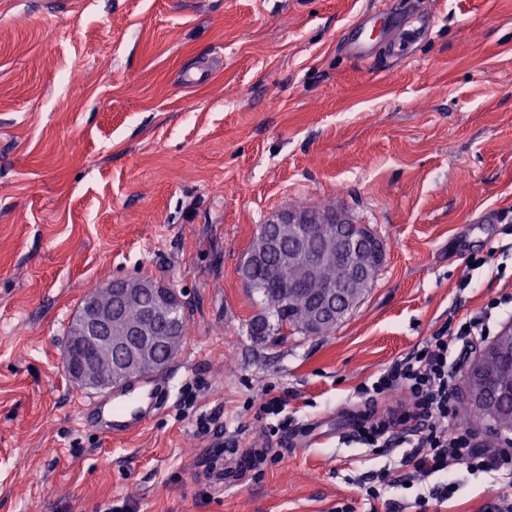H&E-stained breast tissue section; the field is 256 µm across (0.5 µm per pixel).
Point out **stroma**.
<instances>
[{"instance_id": "1", "label": "stroma", "mask_w": 512, "mask_h": 512, "mask_svg": "<svg viewBox=\"0 0 512 512\" xmlns=\"http://www.w3.org/2000/svg\"><path fill=\"white\" fill-rule=\"evenodd\" d=\"M393 2L424 34L359 59L343 39L377 0H0V512H362L385 469L378 512H416L429 485H404L407 447L355 441V388L512 294V0ZM329 203L382 239L373 287L330 334L252 335L259 225ZM119 278L191 311L167 404L126 436L81 426L95 392L63 365ZM248 448L282 460L239 471ZM452 477L441 512L511 487Z\"/></svg>"}]
</instances>
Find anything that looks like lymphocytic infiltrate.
Returning <instances> with one entry per match:
<instances>
[{
    "label": "lymphocytic infiltrate",
    "instance_id": "f902f5d3",
    "mask_svg": "<svg viewBox=\"0 0 512 512\" xmlns=\"http://www.w3.org/2000/svg\"><path fill=\"white\" fill-rule=\"evenodd\" d=\"M501 305V300L489 301L480 316L448 324L420 352L355 389L364 405L353 417L356 441L375 450L407 442L404 463L416 476L441 475V483L416 498L418 512H431L452 497L454 467L473 473L512 471V439L485 442L459 418L458 373L469 354L487 342L492 312Z\"/></svg>",
    "mask_w": 512,
    "mask_h": 512
}]
</instances>
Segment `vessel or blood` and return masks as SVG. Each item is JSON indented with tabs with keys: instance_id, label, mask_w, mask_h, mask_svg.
I'll return each instance as SVG.
<instances>
[{
	"instance_id": "obj_1",
	"label": "vessel or blood",
	"mask_w": 512,
	"mask_h": 512,
	"mask_svg": "<svg viewBox=\"0 0 512 512\" xmlns=\"http://www.w3.org/2000/svg\"><path fill=\"white\" fill-rule=\"evenodd\" d=\"M373 25L371 16H364L358 24L360 32L348 43L351 55L371 56L374 44L368 34ZM169 398L166 382L154 375L133 376L113 389L110 397L91 401L84 423H93L104 430L121 435L139 429L152 414L159 411Z\"/></svg>"
}]
</instances>
